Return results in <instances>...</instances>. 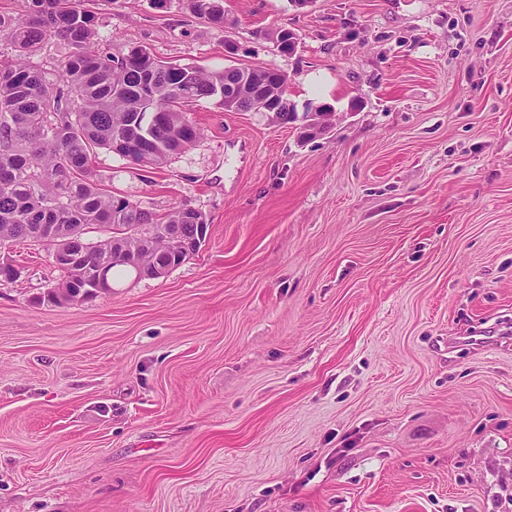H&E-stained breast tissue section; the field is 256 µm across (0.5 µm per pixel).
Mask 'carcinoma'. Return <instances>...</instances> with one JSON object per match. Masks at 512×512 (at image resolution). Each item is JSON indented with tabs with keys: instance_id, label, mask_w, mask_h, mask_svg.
<instances>
[{
	"instance_id": "cac0c4a2",
	"label": "carcinoma",
	"mask_w": 512,
	"mask_h": 512,
	"mask_svg": "<svg viewBox=\"0 0 512 512\" xmlns=\"http://www.w3.org/2000/svg\"><path fill=\"white\" fill-rule=\"evenodd\" d=\"M97 0H22L17 12L0 11V41L12 54H0V248L41 245L52 250L56 224H79L86 242L84 270L61 272L59 292L67 302L88 292L96 269L110 279L126 268L104 240L114 224H178L195 240L206 216L178 207L160 217L129 199L118 200L93 179L94 150H112L126 138L129 124L142 135L119 156L147 171L161 160L194 146L200 128L187 107L224 93V82L240 84L273 77L283 87L275 107L290 122L298 118L288 93L289 76L262 65L209 70L167 62L145 46L116 56L100 51L108 39L96 12ZM189 13L224 28V0H186ZM63 48L60 83L50 81L34 61L39 48Z\"/></svg>"
}]
</instances>
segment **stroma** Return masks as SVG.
<instances>
[{
  "label": "stroma",
  "mask_w": 512,
  "mask_h": 512,
  "mask_svg": "<svg viewBox=\"0 0 512 512\" xmlns=\"http://www.w3.org/2000/svg\"><path fill=\"white\" fill-rule=\"evenodd\" d=\"M97 9L112 54L268 64L336 117L303 144L209 99L149 176L98 151L113 192L206 215L164 277L37 305L57 269L8 249L0 512H512V337L473 341L512 328V0ZM186 9L189 13L215 28L224 26L223 0H186Z\"/></svg>",
  "instance_id": "35a3bbf8"
}]
</instances>
